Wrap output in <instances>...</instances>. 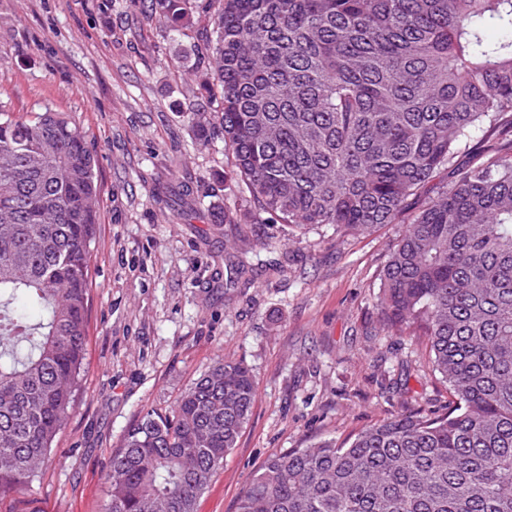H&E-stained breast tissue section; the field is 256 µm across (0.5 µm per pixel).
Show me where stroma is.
<instances>
[{
  "instance_id": "1",
  "label": "stroma",
  "mask_w": 512,
  "mask_h": 512,
  "mask_svg": "<svg viewBox=\"0 0 512 512\" xmlns=\"http://www.w3.org/2000/svg\"><path fill=\"white\" fill-rule=\"evenodd\" d=\"M202 6L172 35L143 0H0V112L52 110L97 155L85 371L74 409L33 481L0 512H105L106 474L129 429L165 413L217 358L242 361L257 396L197 512H236L274 453L343 443L380 420L445 410L424 339L388 331L380 274L403 225L299 232L251 218L226 179L222 139L202 140L193 50Z\"/></svg>"
}]
</instances>
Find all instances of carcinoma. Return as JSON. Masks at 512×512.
<instances>
[{
    "mask_svg": "<svg viewBox=\"0 0 512 512\" xmlns=\"http://www.w3.org/2000/svg\"><path fill=\"white\" fill-rule=\"evenodd\" d=\"M195 64L246 205L363 234L409 223L381 271L388 329L429 346L441 414L272 455L237 512H512V0H210ZM200 0H151L171 32ZM506 30L498 42L487 26ZM500 140L481 153L478 131ZM96 159L60 112L0 113V495L53 451L88 335ZM256 401L216 361L112 455L107 512H196Z\"/></svg>",
    "mask_w": 512,
    "mask_h": 512,
    "instance_id": "1",
    "label": "carcinoma"
}]
</instances>
